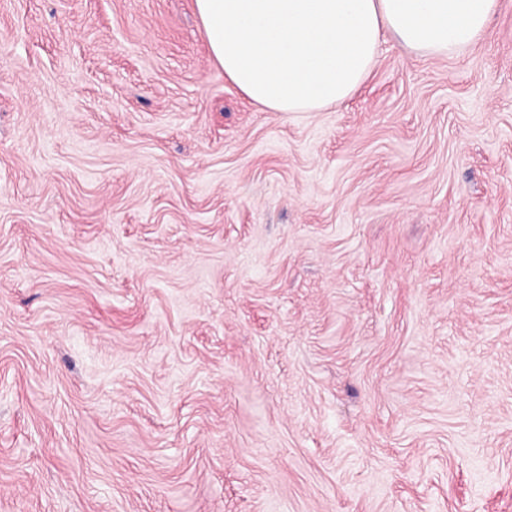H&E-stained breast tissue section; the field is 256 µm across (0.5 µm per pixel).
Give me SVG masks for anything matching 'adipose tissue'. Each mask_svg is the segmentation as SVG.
I'll list each match as a JSON object with an SVG mask.
<instances>
[{"label":"adipose tissue","instance_id":"obj_1","mask_svg":"<svg viewBox=\"0 0 512 512\" xmlns=\"http://www.w3.org/2000/svg\"><path fill=\"white\" fill-rule=\"evenodd\" d=\"M498 0H195L227 79L271 112L343 103L375 66L384 36L447 59L486 33Z\"/></svg>","mask_w":512,"mask_h":512}]
</instances>
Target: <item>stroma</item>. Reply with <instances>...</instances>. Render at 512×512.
Masks as SVG:
<instances>
[{"instance_id": "35a3bbf8", "label": "stroma", "mask_w": 512, "mask_h": 512, "mask_svg": "<svg viewBox=\"0 0 512 512\" xmlns=\"http://www.w3.org/2000/svg\"><path fill=\"white\" fill-rule=\"evenodd\" d=\"M0 512H512V0L318 112L0 0Z\"/></svg>"}]
</instances>
